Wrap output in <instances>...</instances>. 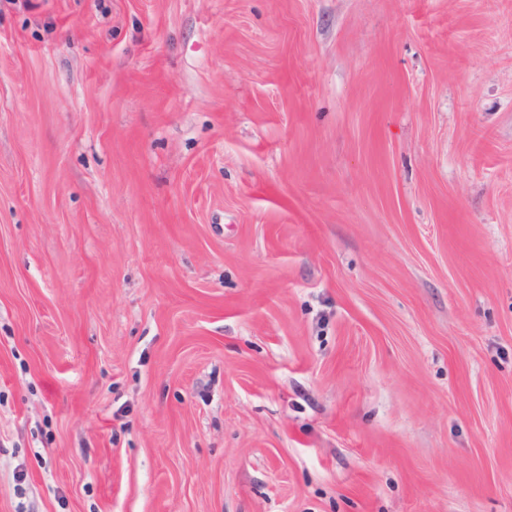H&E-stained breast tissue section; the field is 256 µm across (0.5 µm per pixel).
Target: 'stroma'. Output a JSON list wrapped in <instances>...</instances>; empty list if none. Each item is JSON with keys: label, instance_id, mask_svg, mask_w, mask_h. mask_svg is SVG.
<instances>
[{"label": "stroma", "instance_id": "stroma-1", "mask_svg": "<svg viewBox=\"0 0 512 512\" xmlns=\"http://www.w3.org/2000/svg\"><path fill=\"white\" fill-rule=\"evenodd\" d=\"M0 512H512V0H0Z\"/></svg>", "mask_w": 512, "mask_h": 512}]
</instances>
